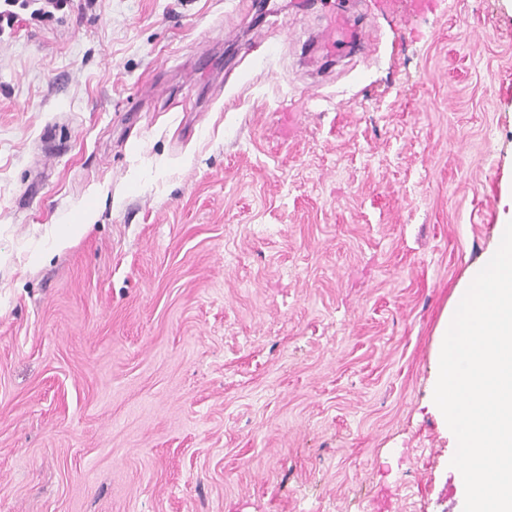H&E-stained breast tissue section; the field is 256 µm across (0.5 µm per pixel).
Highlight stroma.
Wrapping results in <instances>:
<instances>
[{"label":"stroma","instance_id":"stroma-1","mask_svg":"<svg viewBox=\"0 0 512 512\" xmlns=\"http://www.w3.org/2000/svg\"><path fill=\"white\" fill-rule=\"evenodd\" d=\"M334 15L366 52L321 46ZM509 70L512 0L0 35V512H463L429 381L512 214ZM77 224H67L64 227L58 229L53 234V245L56 247H64L68 242L75 236L84 232L86 226L92 223V215L90 212H85L79 218Z\"/></svg>","mask_w":512,"mask_h":512}]
</instances>
